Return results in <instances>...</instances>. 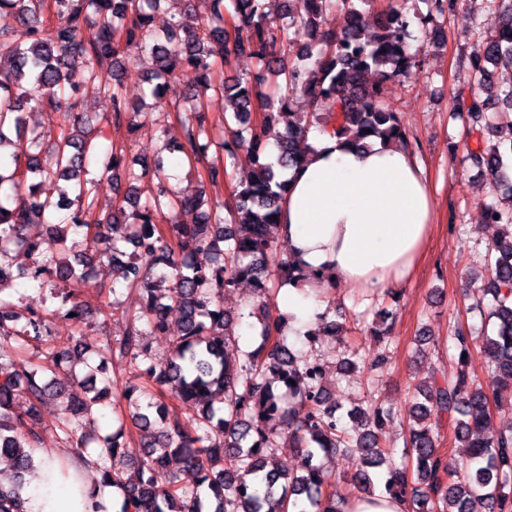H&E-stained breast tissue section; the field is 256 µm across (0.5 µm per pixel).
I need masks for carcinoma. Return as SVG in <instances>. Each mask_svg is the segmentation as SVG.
<instances>
[{"label":"carcinoma","mask_w":512,"mask_h":512,"mask_svg":"<svg viewBox=\"0 0 512 512\" xmlns=\"http://www.w3.org/2000/svg\"><path fill=\"white\" fill-rule=\"evenodd\" d=\"M165 0H54L55 20L45 16L44 0H0V9L16 13L19 26L0 30V147L18 150L0 156V338L43 343L51 337L49 311L22 307L11 292L13 258L31 259L28 278L50 293L71 281L94 279V262L105 255L112 264V309L124 299L136 305L125 312L123 336L110 340L89 372L105 374L103 387L79 377L75 346L51 349L47 362L34 366L18 357L12 343L0 342V455L9 456L14 480L0 482V512H26L20 489L34 469L27 449L42 440L41 407L56 392L47 374L66 373L85 394L72 395L57 426L66 448L83 455L88 448L79 420H95L105 398L122 385L106 374L117 361L147 378L162 393L183 400L192 411L185 422H167L168 411L146 387L122 385L129 402L148 399L151 416L137 407L131 415L148 434L142 459L126 454L123 421L96 439L93 465L101 483L121 496L119 512H343L345 500L336 490L321 459L359 454L354 484L374 487L381 473L384 490L401 497L409 512H512V427H490L492 407L504 406L512 391V175L504 159L512 158V86H495L498 68L512 69V9L502 16L498 34L478 44L468 61L486 97L473 96L452 114L478 126L488 147L469 149L463 162L495 175L493 199L484 205L487 224L503 225L488 251L484 267L468 276L470 287L489 299L492 333L471 336L457 331L451 341L460 369L450 379L432 370L415 384L407 411L409 432L404 448L383 437L397 417L391 406L376 404L372 412L351 409L336 415L329 404L328 374L317 359L297 356L283 336L280 317L259 318L260 343L238 357L225 354L226 327L232 315L215 303L220 295L248 282L258 301L268 305L273 291L296 279L290 262L277 258L285 246L276 220L286 195L285 171L297 164L301 144L316 129L344 136L360 148L378 136L408 147L400 113L387 102L388 83L420 64L411 52V18L392 0L371 28L359 23L357 4L374 0H288V23L271 20L264 0H211L208 19L186 5L168 29L153 27ZM414 19L424 29L450 13L456 0H421ZM234 21L233 50L254 59L260 82L270 81L274 95H264L263 121L251 122L255 101L252 84L228 78L217 85L210 59H224L227 35L224 15ZM134 45L151 60L152 70L141 105L152 112L164 107V96L188 67L197 71L204 92L224 99V128L231 137L227 158L235 150L253 155L247 181L238 184L229 217L216 204L196 224L156 223L166 210L172 218L202 206L170 186L141 198L137 183L165 175L168 156L177 153L189 164L206 159L212 134L202 119L188 118L182 140L162 137L141 172L128 171V188L107 220L89 218L97 208L95 179L85 178L84 162L102 172L123 166L124 149H101L92 130L81 127L80 113L67 93L91 89L112 100V123L123 121L130 108L120 93L124 52ZM292 51L301 61L286 66ZM110 61L105 72L102 63ZM314 100L320 112L291 111L294 97ZM182 111L201 112L204 96L185 92ZM46 109L64 111L69 125L51 144L46 132L27 123L26 114ZM290 110L288 126L278 129L280 111ZM66 212L60 216V212ZM31 224H44L57 235L59 250L40 251L27 235ZM180 310L167 363H154L149 336L170 331L169 312ZM331 307L306 334L309 341L342 326L327 321ZM482 344L488 380L476 381L466 370L473 346ZM295 384H290V381ZM24 396L26 411L17 415L14 400ZM454 434L462 449L464 472L441 448V430ZM299 449L295 470H280L276 448Z\"/></svg>","instance_id":"1"}]
</instances>
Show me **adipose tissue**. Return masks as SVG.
Listing matches in <instances>:
<instances>
[{
	"label": "adipose tissue",
	"instance_id": "ef3b65f1",
	"mask_svg": "<svg viewBox=\"0 0 512 512\" xmlns=\"http://www.w3.org/2000/svg\"><path fill=\"white\" fill-rule=\"evenodd\" d=\"M288 178L278 233L288 260L304 273L282 298L293 337L324 310L319 290L349 285L383 293L400 286L425 250L432 205L421 169L393 142L357 149L311 131ZM59 454L36 453L40 467L22 488L29 512H94L89 494L100 473L85 466L80 479L64 478Z\"/></svg>",
	"mask_w": 512,
	"mask_h": 512
}]
</instances>
